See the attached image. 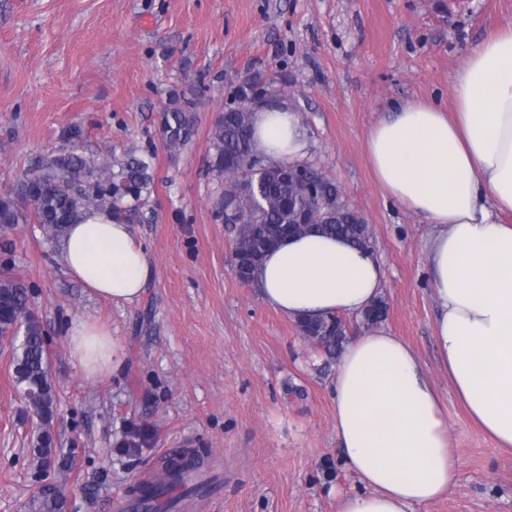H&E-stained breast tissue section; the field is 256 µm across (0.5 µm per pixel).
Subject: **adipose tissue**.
Segmentation results:
<instances>
[{"mask_svg": "<svg viewBox=\"0 0 512 512\" xmlns=\"http://www.w3.org/2000/svg\"><path fill=\"white\" fill-rule=\"evenodd\" d=\"M450 106L408 100L366 136L385 198L431 226L427 262L437 303L438 361L457 399L497 448L512 454V24L474 45L451 80ZM255 149L275 162L308 152L287 102L256 107ZM71 277L112 304L135 303L154 273L129 224L105 212L71 225L61 241ZM265 304L291 321L360 317L384 270L373 253L335 236L282 239L255 270ZM87 377L121 369L111 332L89 321L68 331ZM336 439L362 493L339 512H419L445 497L459 465L440 391L413 347L389 328L346 343L333 379Z\"/></svg>", "mask_w": 512, "mask_h": 512, "instance_id": "ef3b65f1", "label": "adipose tissue"}]
</instances>
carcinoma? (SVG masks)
<instances>
[{"mask_svg": "<svg viewBox=\"0 0 512 512\" xmlns=\"http://www.w3.org/2000/svg\"><path fill=\"white\" fill-rule=\"evenodd\" d=\"M254 106L239 99L233 108L219 113L211 128V168L222 190L214 207L219 217L228 209L245 216V223L232 225L235 262L240 267L259 259L284 237L296 213L308 212L313 223L307 230L341 236L363 248H373L369 225L361 216L336 210V184L328 177L325 203L334 217L319 220L320 201L309 196L285 174L287 162L274 163L259 154L252 143ZM196 117L192 99L164 110L163 140L175 153L192 140ZM83 132L68 131V145L41 155L20 174L16 183L0 196V230L17 224H37L48 239L60 240L68 225L91 211H107L132 224L140 217L154 184L152 155L136 148L122 156L87 153L81 145ZM300 331L314 340L328 357L339 354L347 339L345 321L328 319L301 322ZM45 329L30 304V290L8 270L0 269V343L11 348L12 378L27 407L40 419L34 451L50 455V424L56 411V395L49 377V353ZM196 455L176 450L166 461L168 481L136 485V512H174L181 499L200 495L207 483L187 473L200 471ZM64 495L43 487L32 501V512H65Z\"/></svg>", "mask_w": 512, "mask_h": 512, "instance_id": "1", "label": "carcinoma"}]
</instances>
